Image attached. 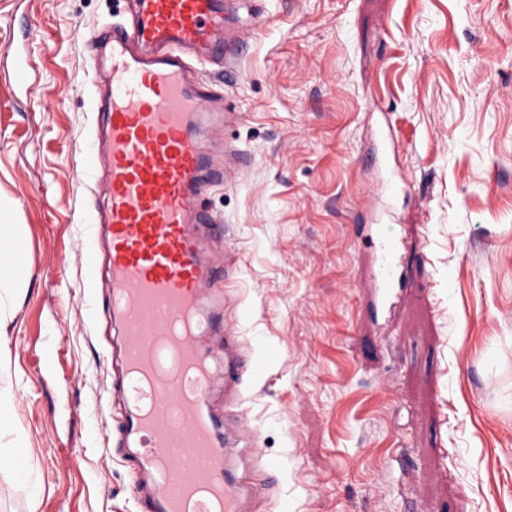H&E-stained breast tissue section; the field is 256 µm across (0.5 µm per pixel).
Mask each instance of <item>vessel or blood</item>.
<instances>
[{
	"instance_id": "b4317fda",
	"label": "vessel or blood",
	"mask_w": 512,
	"mask_h": 512,
	"mask_svg": "<svg viewBox=\"0 0 512 512\" xmlns=\"http://www.w3.org/2000/svg\"><path fill=\"white\" fill-rule=\"evenodd\" d=\"M131 19L95 39L92 107L102 113L105 196L95 216L111 274L112 379L125 402L116 454L133 474L137 512H245L227 436L211 409L203 350L215 326L202 304L219 278L201 249L216 219L196 200L222 181L224 144L210 131L224 94L197 66L224 62L218 0H133ZM376 284L395 286L400 233L374 225ZM259 360L224 330V388L240 395Z\"/></svg>"
}]
</instances>
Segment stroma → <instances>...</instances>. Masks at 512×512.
I'll return each instance as SVG.
<instances>
[{"mask_svg": "<svg viewBox=\"0 0 512 512\" xmlns=\"http://www.w3.org/2000/svg\"><path fill=\"white\" fill-rule=\"evenodd\" d=\"M235 149L203 205L229 287L209 313L269 348L211 406L280 467L256 512H512V0H223ZM126 0H0V197L33 273L0 384L34 450L35 494L0 512H134L106 447L110 364L90 332L97 247L88 71ZM26 67L18 78V67ZM405 177L406 190L381 194ZM392 209L402 287L377 304L360 227Z\"/></svg>", "mask_w": 512, "mask_h": 512, "instance_id": "stroma-1", "label": "stroma"}]
</instances>
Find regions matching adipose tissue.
Returning <instances> with one entry per match:
<instances>
[{"instance_id":"obj_1","label":"adipose tissue","mask_w":512,"mask_h":512,"mask_svg":"<svg viewBox=\"0 0 512 512\" xmlns=\"http://www.w3.org/2000/svg\"><path fill=\"white\" fill-rule=\"evenodd\" d=\"M24 236L23 227L17 223L0 226V360L8 358V329L16 316L19 296L28 288V278L18 276L8 268V255L14 243ZM16 391L0 388V475L17 483L30 485L32 470H19L12 464L17 449L27 447L26 436L14 420Z\"/></svg>"}]
</instances>
